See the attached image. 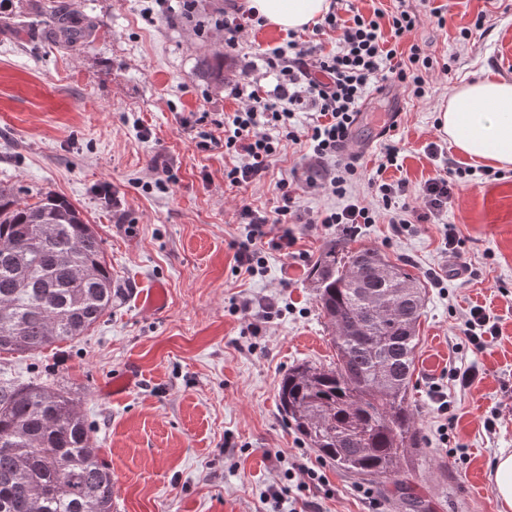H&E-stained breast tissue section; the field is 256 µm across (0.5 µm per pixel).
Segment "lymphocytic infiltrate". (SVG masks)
I'll list each match as a JSON object with an SVG mask.
<instances>
[{"mask_svg":"<svg viewBox=\"0 0 512 512\" xmlns=\"http://www.w3.org/2000/svg\"><path fill=\"white\" fill-rule=\"evenodd\" d=\"M336 2L313 27L319 34L338 32L334 51L288 41L263 56L267 70L276 77L273 89H259L249 66L232 87L242 105L224 116V152L234 159L224 169L225 182L237 187L261 182L282 141L308 148L303 180L282 182L273 209L259 210L247 204L239 209L246 234L233 240L231 247L238 266L251 275L261 269L265 249L285 251L296 243L291 234L272 235L271 225L372 224L383 215L400 235L412 224L438 218L448 205L453 182L464 174L462 168L449 167L427 180L420 190V204L414 208L398 202L403 184L372 180L368 186L381 201V210L350 204L314 217L300 213L299 191L321 188L343 197L351 180L358 178L356 157L347 153L346 145L368 91L390 82L421 97L432 77L431 64L419 46H411L405 58L397 56L402 38L418 22L416 14L405 10L387 14L377 8L367 16L353 0Z\"/></svg>","mask_w":512,"mask_h":512,"instance_id":"1","label":"lymphocytic infiltrate"}]
</instances>
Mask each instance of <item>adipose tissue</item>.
<instances>
[{
  "label": "adipose tissue",
  "mask_w": 512,
  "mask_h": 512,
  "mask_svg": "<svg viewBox=\"0 0 512 512\" xmlns=\"http://www.w3.org/2000/svg\"><path fill=\"white\" fill-rule=\"evenodd\" d=\"M279 30H298L328 10V0H250ZM439 128L457 152L496 169L512 168V82L485 78L457 87L442 101Z\"/></svg>",
  "instance_id": "ef3b65f1"
}]
</instances>
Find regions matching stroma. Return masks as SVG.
Masks as SVG:
<instances>
[{
	"label": "stroma",
	"instance_id": "1",
	"mask_svg": "<svg viewBox=\"0 0 512 512\" xmlns=\"http://www.w3.org/2000/svg\"><path fill=\"white\" fill-rule=\"evenodd\" d=\"M247 0H180L155 12L151 0H0V186L21 203L47 193L66 198L104 241L112 269V309L87 335L38 353L0 354V375L69 391L94 429L100 459L112 472V512H290L308 501L320 512H502L491 462L512 452V169L500 179L468 177L453 190L434 224L396 235L386 220L347 231L342 224L275 225L291 232L293 254L267 251L261 274L239 272L230 247L245 233L242 201L275 206L280 181L301 170L305 149L287 143L256 186L224 182L223 146L199 149L187 125L223 138L218 122L236 111L229 93L247 62L287 40L268 26L224 45L219 23ZM364 14L404 7L418 17L400 52L419 45L433 84L416 97L398 86L370 93L366 119L354 126L358 169L352 195L301 194L307 214L349 204L377 207L367 178L407 185L405 202L440 169L470 166L438 129L437 105L456 86L488 76L512 81L503 67L512 43V0H359ZM58 8L89 23L73 47L50 33ZM445 26H438L436 14ZM483 26H476L477 15ZM224 53V80L211 72ZM405 110L374 137L372 116ZM400 149L382 168L385 144ZM436 144L437 155L427 147ZM173 179L167 192L145 189L156 159ZM454 225L458 254L444 247ZM335 243L374 247L405 263L425 288L418 327L412 403L423 439L405 475L406 493L389 482L357 479L308 448L288 425L278 383L301 362L333 364L321 306L309 272ZM164 284L169 305L159 315L142 298ZM249 312H241L242 302ZM482 306L499 334L484 349L461 332L469 308ZM259 334H251L253 318ZM140 381L114 398L103 385L127 365ZM479 378L460 388L456 372ZM447 400V412L438 409ZM495 418L496 429L484 428ZM320 486L301 485V468Z\"/></svg>",
	"mask_w": 512,
	"mask_h": 512
}]
</instances>
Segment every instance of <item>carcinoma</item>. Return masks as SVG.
<instances>
[{
  "label": "carcinoma",
  "mask_w": 512,
  "mask_h": 512,
  "mask_svg": "<svg viewBox=\"0 0 512 512\" xmlns=\"http://www.w3.org/2000/svg\"><path fill=\"white\" fill-rule=\"evenodd\" d=\"M53 24L76 44L83 30ZM333 367L300 363L279 406L310 448L354 476L396 479L420 447L410 390L422 290L378 249L326 248L310 274ZM112 307L103 240L66 199L22 204L0 188V354L88 332ZM112 472L69 393L0 382V512H112Z\"/></svg>",
  "instance_id": "carcinoma-1"
}]
</instances>
